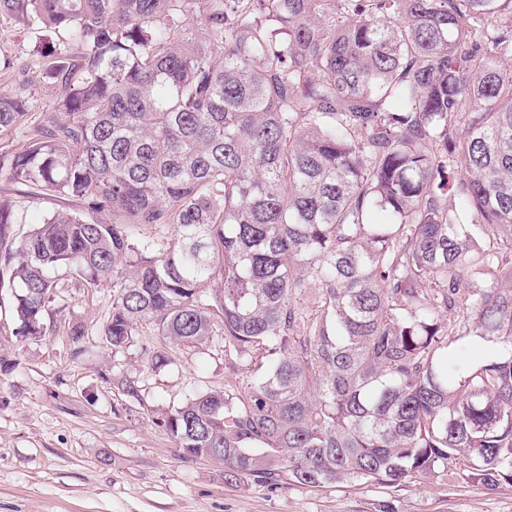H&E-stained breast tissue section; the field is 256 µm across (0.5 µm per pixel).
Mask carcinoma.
<instances>
[{
    "mask_svg": "<svg viewBox=\"0 0 512 512\" xmlns=\"http://www.w3.org/2000/svg\"><path fill=\"white\" fill-rule=\"evenodd\" d=\"M2 14L83 59L52 71L61 122L27 131L29 102L0 96V133L24 138L0 176L78 204L18 241L0 196L20 335H41L61 268L112 283L114 350L144 324L166 343L223 337L241 383L166 426L192 457L217 449L226 482L392 487L459 465L512 483V0H0ZM478 338L496 356L448 377Z\"/></svg>",
    "mask_w": 512,
    "mask_h": 512,
    "instance_id": "obj_1",
    "label": "carcinoma"
}]
</instances>
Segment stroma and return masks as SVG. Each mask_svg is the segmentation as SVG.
<instances>
[{
    "instance_id": "obj_1",
    "label": "stroma",
    "mask_w": 512,
    "mask_h": 512,
    "mask_svg": "<svg viewBox=\"0 0 512 512\" xmlns=\"http://www.w3.org/2000/svg\"><path fill=\"white\" fill-rule=\"evenodd\" d=\"M55 56L42 32L0 16V95L30 103L25 128L56 117L62 89L49 74ZM14 198L23 237L67 201L37 202L0 178ZM57 288L43 334L20 335L10 293L0 294V512H512V484L483 487L460 470L422 484L371 482L229 484L222 464L185 456L165 421L195 393L238 386L220 337L166 347L168 366L153 369L158 339L142 327L123 349L101 336L111 287L51 274ZM85 335L73 342V326Z\"/></svg>"
}]
</instances>
